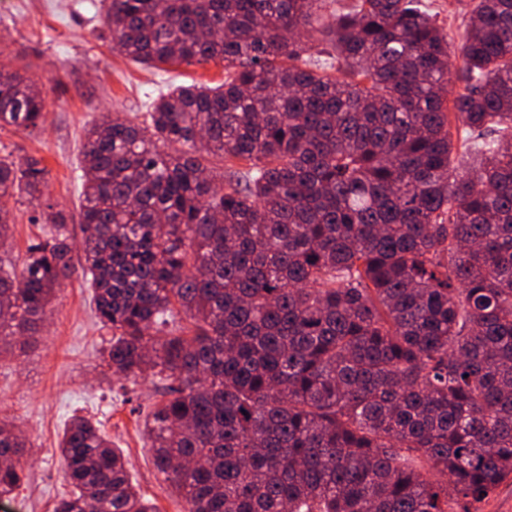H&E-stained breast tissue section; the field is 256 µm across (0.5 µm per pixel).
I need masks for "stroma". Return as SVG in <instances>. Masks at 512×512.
Returning <instances> with one entry per match:
<instances>
[{
	"mask_svg": "<svg viewBox=\"0 0 512 512\" xmlns=\"http://www.w3.org/2000/svg\"><path fill=\"white\" fill-rule=\"evenodd\" d=\"M0 16V61L37 79L48 95L43 124L31 131L0 130V155L16 162L40 160L47 170L45 196L74 219L81 200L84 133L100 114L142 122L149 103L173 85H216L223 67L193 61L146 68L110 50L102 0H12ZM14 217L13 237L0 249L5 270L22 267L28 247L50 231L37 203L0 198ZM111 337L93 316L92 291L80 275L65 280L36 345L0 356V417L14 420L27 440L28 480L7 497L0 512H53L70 487L58 440L73 415L100 423L128 463L135 485L158 512H186L155 464L143 430L145 415L162 400L153 377L125 380L101 365Z\"/></svg>",
	"mask_w": 512,
	"mask_h": 512,
	"instance_id": "1",
	"label": "stroma"
}]
</instances>
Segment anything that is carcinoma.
I'll use <instances>...</instances> for the list:
<instances>
[{
	"label": "carcinoma",
	"instance_id": "obj_1",
	"mask_svg": "<svg viewBox=\"0 0 512 512\" xmlns=\"http://www.w3.org/2000/svg\"><path fill=\"white\" fill-rule=\"evenodd\" d=\"M320 2H104L114 50L224 82L86 129L81 253L46 206L52 231L0 268V355L79 271L107 371L172 380L144 430L187 512H470L512 480V0H471L457 40L423 0L324 22ZM45 107L0 62V127ZM45 175L0 157V197ZM25 448L0 419L1 496ZM59 451L54 512H155L99 423L71 417Z\"/></svg>",
	"mask_w": 512,
	"mask_h": 512
}]
</instances>
